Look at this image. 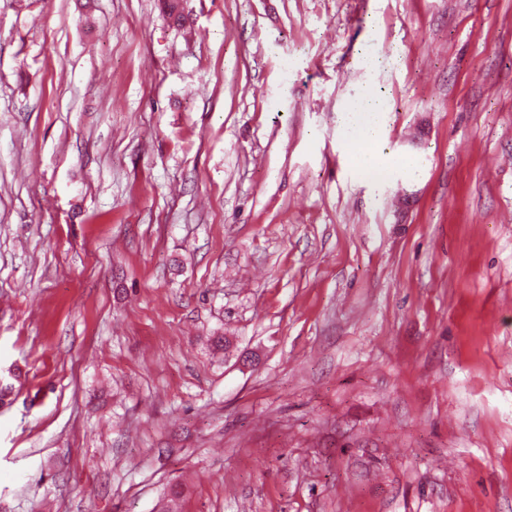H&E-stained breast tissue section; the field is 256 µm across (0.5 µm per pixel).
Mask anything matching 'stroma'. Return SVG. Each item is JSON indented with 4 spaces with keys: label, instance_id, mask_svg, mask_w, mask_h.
Here are the masks:
<instances>
[{
    "label": "stroma",
    "instance_id": "1",
    "mask_svg": "<svg viewBox=\"0 0 512 512\" xmlns=\"http://www.w3.org/2000/svg\"><path fill=\"white\" fill-rule=\"evenodd\" d=\"M182 8L0 0V512H512V0ZM386 113L383 104L367 92L350 101L339 115L345 148L353 168L360 179L373 184L386 182L393 168L398 166L377 151Z\"/></svg>",
    "mask_w": 512,
    "mask_h": 512
}]
</instances>
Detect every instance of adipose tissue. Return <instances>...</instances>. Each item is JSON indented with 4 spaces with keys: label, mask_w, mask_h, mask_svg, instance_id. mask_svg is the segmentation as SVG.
<instances>
[{
    "label": "adipose tissue",
    "mask_w": 512,
    "mask_h": 512,
    "mask_svg": "<svg viewBox=\"0 0 512 512\" xmlns=\"http://www.w3.org/2000/svg\"><path fill=\"white\" fill-rule=\"evenodd\" d=\"M386 112L371 94H362L341 111L339 124L353 168L360 179L379 184L386 182L394 168L377 150L383 135Z\"/></svg>",
    "instance_id": "ef3b65f1"
}]
</instances>
